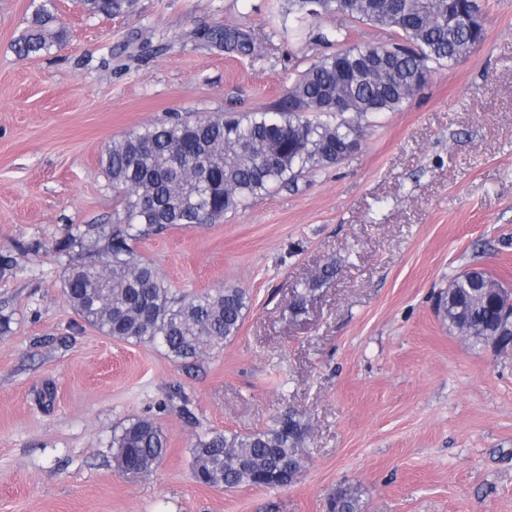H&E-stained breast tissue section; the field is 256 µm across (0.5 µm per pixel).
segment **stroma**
<instances>
[{
	"label": "stroma",
	"mask_w": 512,
	"mask_h": 512,
	"mask_svg": "<svg viewBox=\"0 0 512 512\" xmlns=\"http://www.w3.org/2000/svg\"><path fill=\"white\" fill-rule=\"evenodd\" d=\"M39 2L0 0V250L14 258L0 277V512H326L341 485L363 512H512V351L471 346L434 313L471 267L512 289V0H486L483 45L370 118L346 160L138 242L175 292L247 294L237 335L190 369L85 326L63 297L57 244L122 211L102 153L150 123L263 110L321 53L318 25L390 35L295 21L286 0H135L111 18L56 0L66 42L22 58L12 44ZM219 27L255 54L212 41ZM328 263L335 276L295 308ZM288 411L308 426L295 483L194 481L198 436ZM144 417L167 453L133 477L112 435ZM211 36L219 44H224V49L228 52L244 54H252L254 52V42L239 29L230 27L218 28L212 31Z\"/></svg>",
	"instance_id": "35a3bbf8"
}]
</instances>
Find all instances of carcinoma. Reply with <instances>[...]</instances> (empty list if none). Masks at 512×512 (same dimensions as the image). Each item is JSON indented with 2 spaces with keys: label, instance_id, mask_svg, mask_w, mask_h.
<instances>
[{
  "label": "carcinoma",
  "instance_id": "1",
  "mask_svg": "<svg viewBox=\"0 0 512 512\" xmlns=\"http://www.w3.org/2000/svg\"><path fill=\"white\" fill-rule=\"evenodd\" d=\"M80 3L110 17L128 11L134 0ZM288 13L301 21L340 13L389 29L400 41L353 43L340 25L321 28L316 39L335 51L318 57L272 107L149 124L113 142L101 166L122 199L121 215L89 237L69 236L59 248L69 255L64 298L89 326L126 342L157 344L185 366L222 346L240 329L245 291L224 287L177 297L135 243L173 226L214 224L305 173L342 162L359 149L370 117L400 111L436 67L456 63L485 38V27L473 31L467 24L474 15L483 17L481 0H288ZM67 34L56 0H40L14 50L36 58ZM211 36L229 52H254V42L236 28H218ZM335 274V266H323L294 306ZM510 310L512 291L472 268L449 281L436 314L483 346L487 336L512 339L503 317ZM306 434V425L288 412L263 430L199 437L192 449L194 479L225 489L286 487L306 467ZM112 448L118 469L148 476L163 459L167 438L154 420L137 418L113 434ZM328 503V512H361L351 487L337 488Z\"/></svg>",
  "mask_w": 512,
  "mask_h": 512
}]
</instances>
